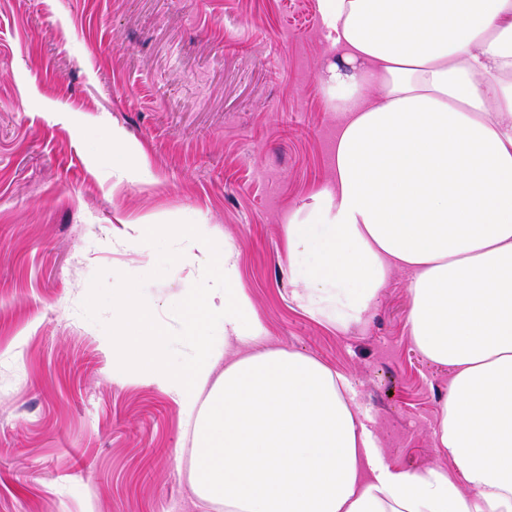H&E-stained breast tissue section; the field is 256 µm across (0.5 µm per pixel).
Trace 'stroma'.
<instances>
[{"instance_id": "1", "label": "stroma", "mask_w": 512, "mask_h": 512, "mask_svg": "<svg viewBox=\"0 0 512 512\" xmlns=\"http://www.w3.org/2000/svg\"><path fill=\"white\" fill-rule=\"evenodd\" d=\"M326 61L317 0H0V512H221L177 400L113 377L103 342L128 288L188 351L210 272L184 224L235 248L267 347L350 378L391 468L458 475L434 437L453 372L410 337L408 272L346 328L291 300L284 224L333 178ZM129 223L167 233L132 245Z\"/></svg>"}]
</instances>
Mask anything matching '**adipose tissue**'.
<instances>
[{"label":"adipose tissue","instance_id":"obj_1","mask_svg":"<svg viewBox=\"0 0 512 512\" xmlns=\"http://www.w3.org/2000/svg\"><path fill=\"white\" fill-rule=\"evenodd\" d=\"M317 6L335 181L285 226L292 299L346 327L408 272L414 344L454 371L435 437L461 480L384 465L347 377L262 347L235 249L209 225L184 231L218 270L184 316L191 354L169 361L140 314L115 363L179 402L193 490L224 512H512V0Z\"/></svg>","mask_w":512,"mask_h":512}]
</instances>
